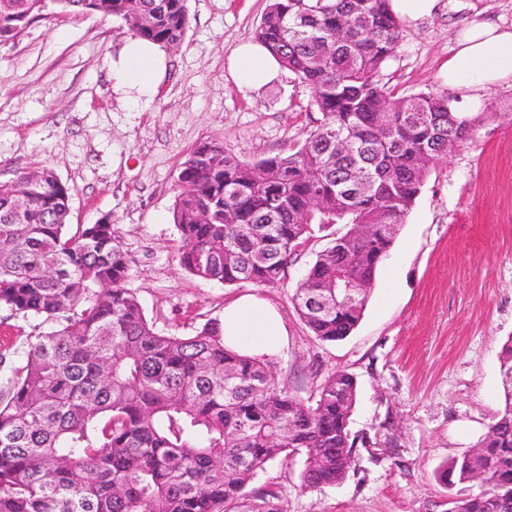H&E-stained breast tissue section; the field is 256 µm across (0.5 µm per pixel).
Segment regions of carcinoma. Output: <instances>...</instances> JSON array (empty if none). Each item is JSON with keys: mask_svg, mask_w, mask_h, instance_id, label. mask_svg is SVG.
<instances>
[{"mask_svg": "<svg viewBox=\"0 0 512 512\" xmlns=\"http://www.w3.org/2000/svg\"><path fill=\"white\" fill-rule=\"evenodd\" d=\"M51 12L116 17L166 47L189 28L186 0H0V44ZM401 32L390 0H268L256 42L311 89L321 120L285 155L243 160L219 140L189 153L173 205L182 268L274 286L324 233L293 301L317 340L354 332L398 233L390 225L472 130L443 94L393 99L379 86ZM11 185L0 195V307L49 328L18 360L0 355V512H283L276 488L246 487L297 455L300 489L345 480L357 461L352 373H331L305 404L267 358L225 346L218 319L189 335L156 330L126 287L131 261L112 225L67 223L70 189L48 168ZM19 198L28 209L11 224ZM327 285L341 295L308 309L303 293ZM500 374L503 410L437 471L446 488L480 487L447 512H512V336Z\"/></svg>", "mask_w": 512, "mask_h": 512, "instance_id": "1", "label": "carcinoma"}]
</instances>
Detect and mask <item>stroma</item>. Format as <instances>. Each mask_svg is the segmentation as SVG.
<instances>
[{"instance_id": "obj_1", "label": "stroma", "mask_w": 512, "mask_h": 512, "mask_svg": "<svg viewBox=\"0 0 512 512\" xmlns=\"http://www.w3.org/2000/svg\"><path fill=\"white\" fill-rule=\"evenodd\" d=\"M268 0H187L189 28L167 50L153 101L122 105L112 59L128 26L94 14L52 13L0 45V182L51 168L71 190L70 221L114 224L132 259L128 288L162 332L192 334L241 296L269 303L286 330L270 359L308 401L328 374L358 382L351 431L358 465L339 485L297 487L303 457L274 461L248 485L275 483L286 512H426L444 494L436 470L467 452L504 406L503 342L512 336V86L486 93L488 119L431 171L383 261L364 317L348 339L312 336L292 303L326 246L301 248L279 284L227 286L195 278L178 261L172 218L178 175L201 142L240 158L288 153L320 118L310 90L288 70L260 88L237 86L227 61L254 39ZM512 26V0H464L404 26L378 80L394 97L447 91L439 72L456 31L476 13Z\"/></svg>"}]
</instances>
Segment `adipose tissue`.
<instances>
[{
	"label": "adipose tissue",
	"mask_w": 512,
	"mask_h": 512,
	"mask_svg": "<svg viewBox=\"0 0 512 512\" xmlns=\"http://www.w3.org/2000/svg\"><path fill=\"white\" fill-rule=\"evenodd\" d=\"M457 52L444 66V83L451 90L467 91L470 112L480 108L481 94L512 82V26L475 19L456 34ZM230 74L238 86L268 82L278 72L274 57L261 45L243 44L228 58ZM165 71L159 44L128 36L112 62L116 91L132 104L149 101ZM224 342L243 352L263 354L277 350L286 331L281 321L260 299L244 297L224 310Z\"/></svg>",
	"instance_id": "1"
}]
</instances>
